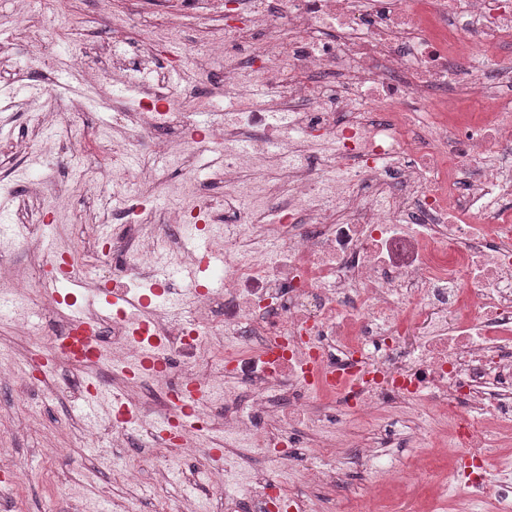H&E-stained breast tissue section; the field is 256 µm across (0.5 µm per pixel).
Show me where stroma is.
Masks as SVG:
<instances>
[{"label":"stroma","instance_id":"obj_1","mask_svg":"<svg viewBox=\"0 0 512 512\" xmlns=\"http://www.w3.org/2000/svg\"><path fill=\"white\" fill-rule=\"evenodd\" d=\"M169 12L167 0H67L66 21L59 26L52 10L30 14L25 0H0V18L10 22L0 36V90L11 96L9 108L0 111V225L15 223L19 202L37 212L47 200L59 199L50 235L79 267L74 289L82 295L80 309L88 313L103 310L100 297L86 293L95 283L92 241L104 231L102 185L93 177L98 156L82 152L75 143L68 114L82 111L86 128L109 131L113 139L127 135L126 127L112 121L114 113L129 106L115 98L123 86V71L113 61V32L123 25L129 41H143L151 53L168 59V78L180 92L185 111L196 113L200 125L208 124L210 85L222 78L224 61L202 58L187 66L183 58L192 45L219 35L223 23L196 22L185 26L179 37L165 38L161 32L170 23ZM74 46L84 58V76L76 83L69 69ZM48 88L58 92L55 105L45 113L43 125L33 126L28 115ZM31 147L40 154L38 163L28 157ZM190 169L200 193L222 191L224 160L219 153L196 156L185 169H168L169 181H181ZM44 257L40 239L23 242L9 233L0 236V264L11 266L16 275L39 271ZM80 407L70 381L39 401L31 400L20 380L0 381V436L18 450L15 468L28 474L0 502L5 512H77L80 505L96 504L105 488L110 491L108 512H121L135 499L134 493L114 484L113 469L118 461L140 464V457L129 448L116 453L109 447L86 446ZM47 446L63 449V456L43 462L39 450Z\"/></svg>","mask_w":512,"mask_h":512}]
</instances>
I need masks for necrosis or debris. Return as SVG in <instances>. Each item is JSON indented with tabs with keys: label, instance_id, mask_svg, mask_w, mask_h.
<instances>
[{
	"label": "necrosis or debris",
	"instance_id": "1",
	"mask_svg": "<svg viewBox=\"0 0 512 512\" xmlns=\"http://www.w3.org/2000/svg\"><path fill=\"white\" fill-rule=\"evenodd\" d=\"M287 22V39L253 45ZM209 56L224 58L222 121L198 127L157 84L141 130L188 129L177 158L224 142V191L184 184L171 224L143 227L156 168L128 177L132 137L83 151L122 203L101 263L132 312L112 315L107 358L48 337L52 361L92 371L156 346L165 366L128 386L107 428L119 448L140 423L148 450L206 455L185 480L211 512H315L281 469L318 459L306 484L336 512L341 461L371 473L362 512L397 479L378 439L352 418L409 419L444 474L414 487V512H512V0H250ZM263 82V100L251 87ZM490 112L465 111L471 97ZM224 256V287L184 286L161 270L198 264L199 242ZM197 400L184 423L186 388ZM173 422L158 437L144 417ZM500 478L488 485L486 472Z\"/></svg>",
	"mask_w": 512,
	"mask_h": 512
}]
</instances>
